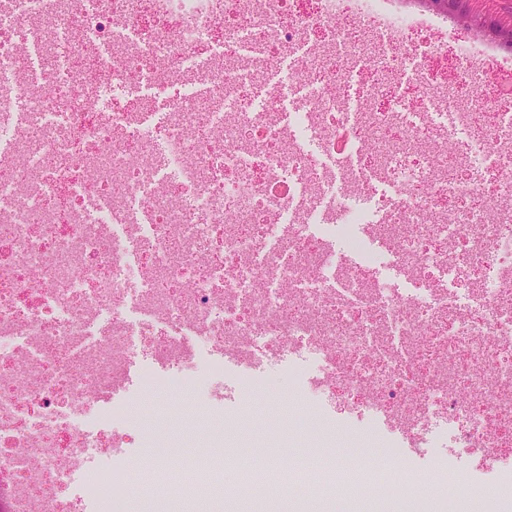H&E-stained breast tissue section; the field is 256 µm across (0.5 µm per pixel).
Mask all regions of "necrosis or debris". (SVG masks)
Here are the masks:
<instances>
[{"label": "necrosis or debris", "mask_w": 512, "mask_h": 512, "mask_svg": "<svg viewBox=\"0 0 512 512\" xmlns=\"http://www.w3.org/2000/svg\"><path fill=\"white\" fill-rule=\"evenodd\" d=\"M401 0H315L320 22L354 17L367 41L302 39L289 0H0V483L8 512H129L123 458L71 496L72 455L136 433L154 457L149 512L181 499L257 495L287 512H354L367 498L407 512H512V118L494 80L427 111L439 42L417 44ZM163 20L144 25L141 14ZM288 48L285 111L267 76ZM369 90L347 104V58ZM407 72L408 93L388 75ZM133 101L119 109V100ZM369 158L362 200L339 188L336 127ZM449 147L432 149L433 130ZM53 153L67 155L58 167ZM498 166L495 198L486 164ZM382 222L386 251L364 225ZM353 256L335 273V248ZM387 352L385 384L374 366ZM156 398L214 379L245 396L278 377L294 393L382 418L385 461L352 480L335 449L291 469L272 454L224 481V440L183 452L192 425H132L130 360ZM471 390L468 398L459 386ZM433 453L429 488L415 454ZM470 459V473L458 471Z\"/></svg>", "instance_id": "1"}]
</instances>
